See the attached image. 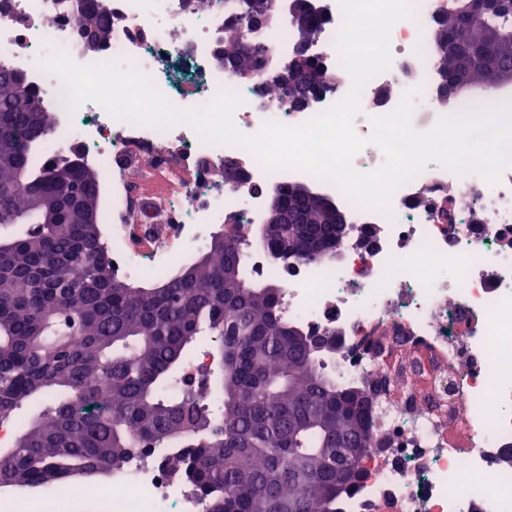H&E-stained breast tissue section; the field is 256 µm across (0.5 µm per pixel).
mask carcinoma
<instances>
[{
	"instance_id": "obj_1",
	"label": "carcinoma",
	"mask_w": 512,
	"mask_h": 512,
	"mask_svg": "<svg viewBox=\"0 0 512 512\" xmlns=\"http://www.w3.org/2000/svg\"><path fill=\"white\" fill-rule=\"evenodd\" d=\"M227 69L265 77L275 49L266 32L280 11L255 0H223ZM81 26L109 19L98 0H80ZM306 50L297 74L270 95L290 104L336 88L312 47L324 18L286 19ZM512 16L472 25L457 9L432 20L439 84H481L484 58L512 59L496 30ZM54 126L39 91L0 63V424L40 400L38 415L0 448V487L45 490L78 477L110 474L134 453L181 448L164 464L187 482L203 512H341L377 446L365 391L332 369L340 346L282 315V290L246 276L249 235L224 232L209 250L147 287L122 280L112 264L100 210V175L61 157L43 161ZM94 214L84 223L71 194ZM327 195L294 201L304 236L288 255L310 262L305 237L325 258L341 239ZM214 344L213 368L177 391L196 344ZM339 447V458L321 449Z\"/></svg>"
}]
</instances>
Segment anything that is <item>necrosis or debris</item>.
<instances>
[{"label":"necrosis or debris","mask_w":512,"mask_h":512,"mask_svg":"<svg viewBox=\"0 0 512 512\" xmlns=\"http://www.w3.org/2000/svg\"><path fill=\"white\" fill-rule=\"evenodd\" d=\"M112 25L102 52H81L77 16L57 17L51 0H0V62L45 91L65 151L98 169L115 266L147 276L168 273L204 245L207 230L232 218L254 224L270 191L283 182H316L303 170L266 172L250 151L201 141L185 124L165 129L112 117L87 102L67 110L60 82L39 61L47 44L79 63L119 59L138 65L176 106L210 101L218 88L242 99L235 124L247 134L276 120L298 125L341 101L348 85L293 112L257 82L218 69L225 9L189 0H100ZM418 18L391 33L390 68L364 87L360 135L369 119L391 111L406 89L421 93L413 124L431 128L442 111L428 34L448 0H416ZM243 172L226 186L225 157ZM391 216L355 208V231L378 243L345 242L342 261L274 259L251 249L247 272L283 284L285 317L307 331L335 333L337 374L372 398L375 438L386 440L364 461L366 475L344 512H512V469L496 457L512 446V166L489 185L480 174L437 163L393 194ZM154 450L95 493L113 512H202L192 492L170 476Z\"/></svg>","instance_id":"necrosis-or-debris-1"}]
</instances>
